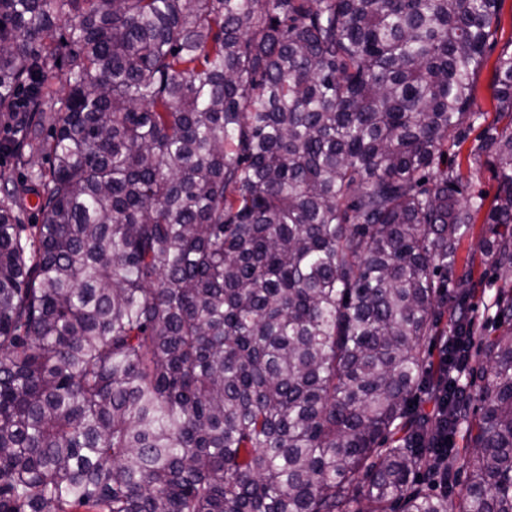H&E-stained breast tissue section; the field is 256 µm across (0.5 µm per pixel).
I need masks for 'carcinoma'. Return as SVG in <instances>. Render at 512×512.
Returning a JSON list of instances; mask_svg holds the SVG:
<instances>
[{
	"label": "carcinoma",
	"mask_w": 512,
	"mask_h": 512,
	"mask_svg": "<svg viewBox=\"0 0 512 512\" xmlns=\"http://www.w3.org/2000/svg\"><path fill=\"white\" fill-rule=\"evenodd\" d=\"M499 2L0 0V512H512V288L479 411L412 410L479 213L512 269V53L490 207L442 160Z\"/></svg>",
	"instance_id": "obj_1"
}]
</instances>
